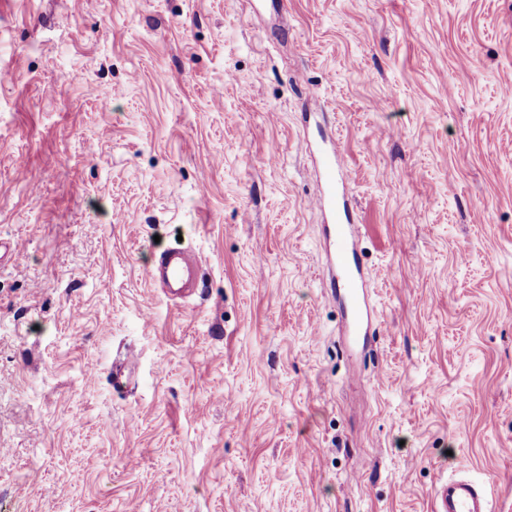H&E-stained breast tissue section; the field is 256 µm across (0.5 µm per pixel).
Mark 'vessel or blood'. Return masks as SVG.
Listing matches in <instances>:
<instances>
[{
    "mask_svg": "<svg viewBox=\"0 0 512 512\" xmlns=\"http://www.w3.org/2000/svg\"><path fill=\"white\" fill-rule=\"evenodd\" d=\"M318 181L321 189L313 204L327 216L325 232L333 244L329 262L339 271L331 284L344 305L347 334L356 342L367 335L372 312L365 271L357 260L359 227L344 192L346 170L338 151L323 150ZM143 275L169 297L183 298L198 286L199 261L190 250L172 247L145 266ZM432 512H491V508L482 487L469 478L452 477L436 489Z\"/></svg>",
    "mask_w": 512,
    "mask_h": 512,
    "instance_id": "vessel-or-blood-1",
    "label": "vessel or blood"
}]
</instances>
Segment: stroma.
I'll return each mask as SVG.
<instances>
[{
    "instance_id": "obj_1",
    "label": "stroma",
    "mask_w": 512,
    "mask_h": 512,
    "mask_svg": "<svg viewBox=\"0 0 512 512\" xmlns=\"http://www.w3.org/2000/svg\"><path fill=\"white\" fill-rule=\"evenodd\" d=\"M0 69V512H512V0H0ZM321 153V189L313 204L327 215L325 232L333 244L329 262L334 270L341 271L340 277L331 276L330 280L344 305L347 334L356 343L368 334L372 323L365 271L356 257L360 232L344 192L347 181L343 158L337 150L323 149ZM149 282L161 288L169 297L177 299L190 295L199 282V261L186 248L172 247L143 269ZM433 512H491L482 487L466 477L449 478L434 493Z\"/></svg>"
}]
</instances>
